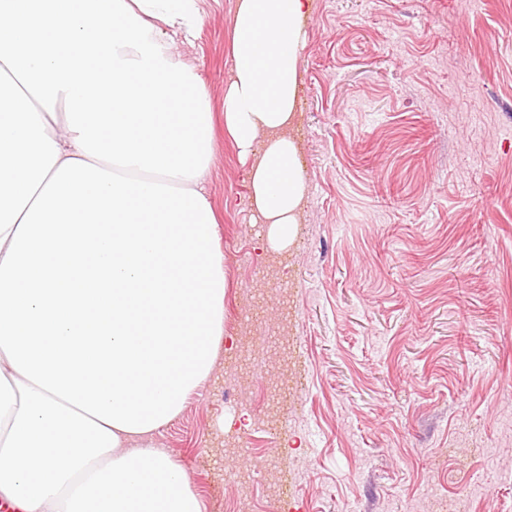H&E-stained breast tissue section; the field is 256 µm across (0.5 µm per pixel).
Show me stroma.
<instances>
[{"instance_id": "obj_1", "label": "stroma", "mask_w": 512, "mask_h": 512, "mask_svg": "<svg viewBox=\"0 0 512 512\" xmlns=\"http://www.w3.org/2000/svg\"><path fill=\"white\" fill-rule=\"evenodd\" d=\"M174 47L214 114L204 182L227 288L222 350L276 253L224 129L235 0H196ZM291 131L306 200L285 253L282 317L298 392L276 436L210 377L156 436L204 512H230V468L279 457L288 486L255 512H512V0H312ZM248 449L228 459L225 439Z\"/></svg>"}]
</instances>
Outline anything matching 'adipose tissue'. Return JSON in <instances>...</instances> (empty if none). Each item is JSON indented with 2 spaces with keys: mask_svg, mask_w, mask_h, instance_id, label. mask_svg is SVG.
I'll use <instances>...</instances> for the list:
<instances>
[{
  "mask_svg": "<svg viewBox=\"0 0 512 512\" xmlns=\"http://www.w3.org/2000/svg\"><path fill=\"white\" fill-rule=\"evenodd\" d=\"M312 0H237L224 126L271 248L306 194L289 136ZM195 0H0V498L24 512H203L154 436L206 380L224 254L212 114L175 41Z\"/></svg>",
  "mask_w": 512,
  "mask_h": 512,
  "instance_id": "1",
  "label": "adipose tissue"
}]
</instances>
